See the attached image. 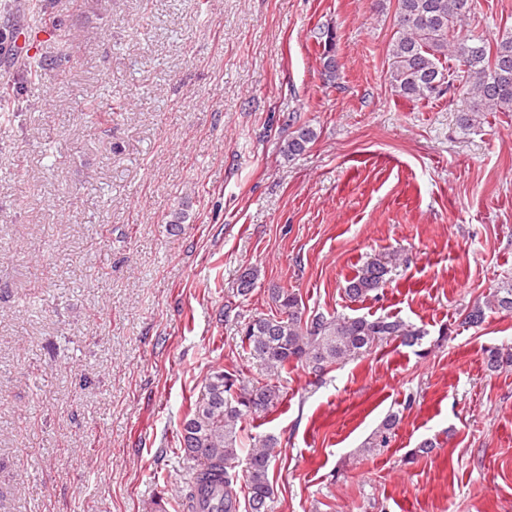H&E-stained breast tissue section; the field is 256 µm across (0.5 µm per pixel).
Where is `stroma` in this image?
Returning <instances> with one entry per match:
<instances>
[{
  "mask_svg": "<svg viewBox=\"0 0 512 512\" xmlns=\"http://www.w3.org/2000/svg\"><path fill=\"white\" fill-rule=\"evenodd\" d=\"M0 11V512H158L181 490L176 433L218 369L262 374L241 327L294 291L307 313L389 316L420 345L296 368L269 417L271 512H512V313L462 319L512 280V112L466 124L458 90L384 76L394 0H31ZM336 34L335 82L314 34ZM49 68L28 83L13 38ZM512 29L476 0L465 36ZM313 129L300 155L289 126ZM183 230H169L173 213ZM390 262L360 302L348 280ZM257 266L238 296L242 266ZM389 448L360 454L388 412ZM433 453L407 462L424 439ZM315 138V133L309 127H299L288 134V138L281 144V152L284 156L292 157L303 152L307 145Z\"/></svg>",
  "mask_w": 512,
  "mask_h": 512,
  "instance_id": "stroma-1",
  "label": "stroma"
}]
</instances>
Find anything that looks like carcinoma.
I'll return each mask as SVG.
<instances>
[{
  "label": "carcinoma",
  "instance_id": "cac0c4a2",
  "mask_svg": "<svg viewBox=\"0 0 512 512\" xmlns=\"http://www.w3.org/2000/svg\"><path fill=\"white\" fill-rule=\"evenodd\" d=\"M472 5L473 0H396L395 32L385 72V81L396 93L416 100L440 98L458 81L468 101V122L484 112H512V30L494 39L459 36ZM317 43L321 60L335 57L332 29L321 30ZM449 57L460 65L454 75L443 65ZM314 138L312 129L299 127L283 140L281 152L287 157L298 155ZM387 274L385 263L379 260L363 265L348 280L347 297L353 302L365 300L385 285ZM259 276L257 267H245L238 278V294H250ZM271 300L275 312L246 324L240 336L242 346L270 381L253 383L233 369L215 371L206 378L182 421L178 442L190 477L174 500L179 512H196L199 497L211 494L217 483L222 485L224 507L216 512H240L242 507L245 512H270L275 495L270 479L274 440L248 448L242 432L248 418L269 415L280 405V386L275 380L295 367L320 377L378 343L398 340L412 347L422 337L413 325L384 316H308L297 294L284 288L273 290ZM488 311L512 313V283L489 291L466 312L464 322L476 326ZM487 364L491 370L512 365V348L489 349ZM399 422V413H387L363 442L361 452L389 447Z\"/></svg>",
  "mask_w": 512,
  "mask_h": 512
}]
</instances>
